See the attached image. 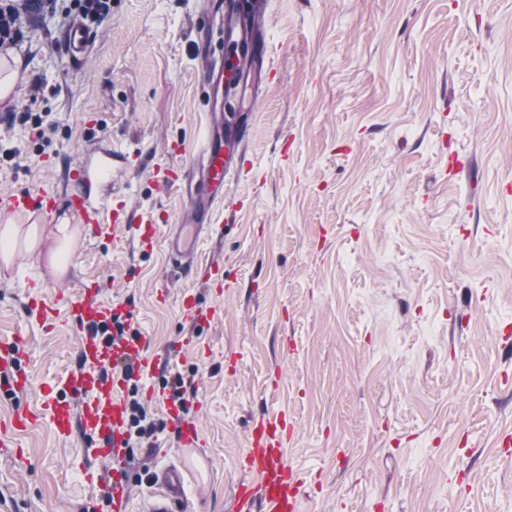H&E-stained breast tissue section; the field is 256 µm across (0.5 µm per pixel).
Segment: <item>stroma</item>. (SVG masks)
<instances>
[{"mask_svg":"<svg viewBox=\"0 0 512 512\" xmlns=\"http://www.w3.org/2000/svg\"><path fill=\"white\" fill-rule=\"evenodd\" d=\"M218 0H112L71 56L51 24L11 43L20 77L0 104V190L66 184L86 146L137 153L118 185L135 227L77 229L63 270L18 248L0 262V341L25 329L32 384L0 396V426L26 407L22 453L0 448V495L13 512H108V473L79 434L58 439L44 391L79 367L68 309L28 322L30 297L97 283L125 306L142 356L193 375L185 417L200 446L188 462L187 512H233L251 431L282 418L298 512H512V0H264L274 80L255 87L246 161L224 181L220 236L200 261L224 266L222 293L168 262V225L189 206L156 180L165 144L194 172L216 122L202 52ZM54 122L47 139L10 112ZM468 161L465 170L454 169ZM196 294L212 322L190 327ZM162 428L130 448L128 512H146L162 469L179 463L159 375L137 381ZM181 309L184 319L196 326L207 325L213 316L212 310L204 307L194 294L183 295Z\"/></svg>","mask_w":512,"mask_h":512,"instance_id":"obj_1","label":"stroma"}]
</instances>
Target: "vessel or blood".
<instances>
[{
	"label": "vessel or blood",
	"mask_w": 512,
	"mask_h": 512,
	"mask_svg": "<svg viewBox=\"0 0 512 512\" xmlns=\"http://www.w3.org/2000/svg\"><path fill=\"white\" fill-rule=\"evenodd\" d=\"M224 36L252 47L249 54L238 60L239 69L246 70L263 61L265 53L253 19L241 20L234 13H227ZM203 74L210 86L226 88L229 99L240 95L239 86L225 87L224 68L216 61L206 60ZM245 154V138L238 128L228 126L223 132L206 137L200 152L202 164L190 196L191 216L184 223L171 225L166 236L169 259L178 264L191 263L202 242L212 234L213 214L224 205V178ZM133 160V154L109 146L85 150L66 189L48 187L34 194L1 191L0 216L41 220L56 214L63 206L71 218L93 232L105 224L116 229L131 224L132 214L123 196L113 191L112 172L117 168H131ZM71 308L82 336L78 350L81 365L68 377L67 383L71 390L81 394L82 401L75 407L61 395H49L47 407L52 428L62 439L79 432L90 441L98 458L117 468L127 454V406L121 392L128 379L116 373L115 367L128 361L144 372L149 364L140 356L139 341L123 339L109 343L95 336L96 328L127 316L123 307L104 299L99 284L83 286ZM181 309L184 319L197 326L207 325L213 316L211 309L189 293L183 295ZM24 345L25 339L20 334L12 339L10 346L0 345V366L14 371L7 388L15 392L30 386L29 377L21 369ZM282 440L281 430L275 427L255 434L247 453L254 481L238 488L235 512H255L259 507L264 512H292L299 480L284 459ZM183 475V470L176 467L163 471L160 489L150 501L148 512H177L175 502L183 496ZM128 489V479L116 472L109 490L111 512H127Z\"/></svg>",
	"instance_id": "obj_1"
}]
</instances>
